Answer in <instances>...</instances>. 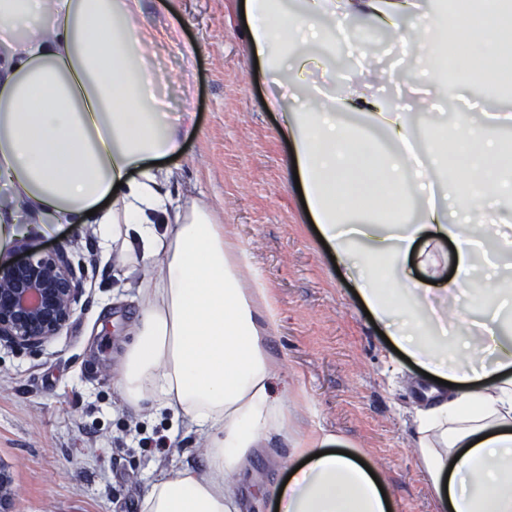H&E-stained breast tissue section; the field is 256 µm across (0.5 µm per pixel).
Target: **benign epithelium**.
Segmentation results:
<instances>
[{"mask_svg":"<svg viewBox=\"0 0 512 512\" xmlns=\"http://www.w3.org/2000/svg\"><path fill=\"white\" fill-rule=\"evenodd\" d=\"M86 273L66 248L28 251L0 263V345L37 347L74 317L85 292ZM14 481L0 464V512H11Z\"/></svg>","mask_w":512,"mask_h":512,"instance_id":"1","label":"benign epithelium"}]
</instances>
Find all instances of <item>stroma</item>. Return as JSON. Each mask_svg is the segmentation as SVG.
<instances>
[{
  "instance_id": "1",
  "label": "stroma",
  "mask_w": 512,
  "mask_h": 512,
  "mask_svg": "<svg viewBox=\"0 0 512 512\" xmlns=\"http://www.w3.org/2000/svg\"><path fill=\"white\" fill-rule=\"evenodd\" d=\"M241 0H141L137 23L155 32L153 50L173 77L171 112L194 127L170 165L173 196L211 203L250 274L266 284L278 316L267 348L281 365L275 390L290 436L315 431L365 454L381 474L395 512H433L416 462L417 389L426 378L400 358L365 316L313 230L287 167L290 145L280 113L247 52ZM350 48L329 52L302 42L283 78L315 58L337 75L358 70L374 87L407 93L426 74L404 62L393 37L365 16L347 23ZM34 249L61 244L87 273L76 314L36 348L0 346V463L15 478L12 512H141L159 469L207 464L204 438L171 430L169 415L126 407L112 374L132 341L135 289L96 225L59 224L30 233ZM168 436L150 453L138 435ZM286 441L274 439L251 465L265 484L288 475Z\"/></svg>"
}]
</instances>
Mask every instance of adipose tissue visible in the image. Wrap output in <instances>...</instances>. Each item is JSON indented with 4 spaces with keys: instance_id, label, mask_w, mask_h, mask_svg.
Wrapping results in <instances>:
<instances>
[{
    "instance_id": "adipose-tissue-1",
    "label": "adipose tissue",
    "mask_w": 512,
    "mask_h": 512,
    "mask_svg": "<svg viewBox=\"0 0 512 512\" xmlns=\"http://www.w3.org/2000/svg\"><path fill=\"white\" fill-rule=\"evenodd\" d=\"M484 2L481 24L453 27L417 0H301L295 13L244 0V13L248 47L274 80L300 39L335 42L365 14L431 74L449 40H462L469 81L486 87L512 66V0ZM139 10V0H0V256L29 231L91 222L103 247L157 258L115 374L128 405L203 434L209 462L159 470L142 512H241L251 459L289 438L267 349L276 314L214 209L167 189L175 172L163 161L181 152L193 115L165 120L157 93L170 76L148 52ZM291 88L272 90L267 106L283 114L315 224L343 268L379 262V276L355 279L357 294L405 357L450 384L427 392L418 416L415 453L435 512H512V262L480 252L486 237L512 253V145L495 133L512 115L459 112L451 143L429 140L411 220L402 168L417 136L401 103L355 75L335 94L303 74ZM340 112L364 122L339 125ZM447 242L451 274L425 258ZM451 321L472 337L449 336ZM290 440L295 471L268 488L279 512H387L359 462L327 453L332 437Z\"/></svg>"
}]
</instances>
